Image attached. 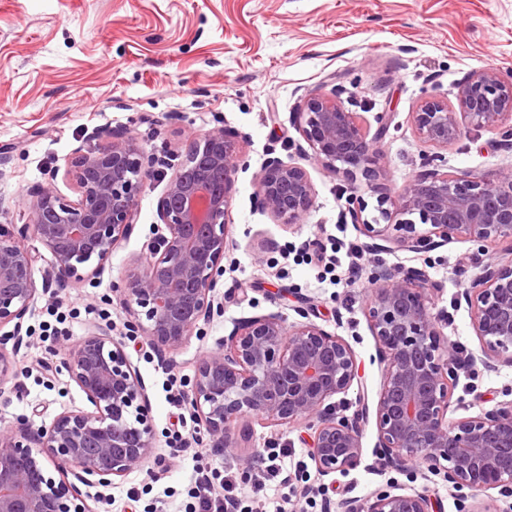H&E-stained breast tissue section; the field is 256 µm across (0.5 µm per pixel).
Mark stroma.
Instances as JSON below:
<instances>
[{
    "label": "stroma",
    "instance_id": "35a3bbf8",
    "mask_svg": "<svg viewBox=\"0 0 512 512\" xmlns=\"http://www.w3.org/2000/svg\"><path fill=\"white\" fill-rule=\"evenodd\" d=\"M496 68L512 76V0H0V225L32 220L29 194L54 181L76 199L67 176L75 152L105 148V131L123 129L146 154L174 157L188 137L223 128L240 152L229 206L224 275L217 286L221 311L203 324L166 365L145 344L124 351L144 380L154 438L162 459L156 476L134 472L112 488H85L92 512H192L195 469L240 474L241 457L203 441L193 416L174 404L187 393L199 357L217 347L244 319L276 313L298 322L299 309L352 347L361 379L336 397L338 415L375 402L385 365L366 314L370 268L420 269L440 289L431 296L444 315L445 336L475 350L471 314L459 294L503 244L477 250L456 240L427 254L404 248L356 252L363 235L343 214L346 188L357 183L364 219L378 218L380 192L396 195L427 160L442 155L449 172L493 176L512 164V148L496 132L468 130L447 151L423 144L411 114L434 96L456 105L466 79ZM337 86L345 107L367 130L387 117L379 143L380 191L364 178L349 181L318 164L295 122L311 90ZM305 167L316 200L302 223H276L256 199L267 158ZM172 174L162 167L142 187L131 236L81 283L47 280L53 258L35 238L41 258L38 291L26 315L27 335L13 354L16 376L0 382V426L18 419L50 424L67 410L87 408L84 393L63 366L65 350L110 328L121 338L128 315L112 285L134 259L148 255L158 233L157 203ZM357 265L355 282L343 279ZM512 402V367L460 374L449 417L480 415ZM253 448L275 439L287 447L284 482L257 489L238 483L242 507L253 512H324L325 500L364 499L387 482L426 492L436 512H462L461 491L440 477L408 479L384 469L375 423H367L360 465L321 475L304 443L308 424L273 428L254 424ZM188 446L173 457L175 435Z\"/></svg>",
    "mask_w": 512,
    "mask_h": 512
}]
</instances>
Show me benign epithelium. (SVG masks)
<instances>
[{
    "label": "benign epithelium",
    "mask_w": 512,
    "mask_h": 512,
    "mask_svg": "<svg viewBox=\"0 0 512 512\" xmlns=\"http://www.w3.org/2000/svg\"><path fill=\"white\" fill-rule=\"evenodd\" d=\"M296 115L315 161L353 179L380 177L378 143L386 125L369 135L336 87L307 94ZM411 118L419 140L439 149H448L469 127L499 130L503 141H512V82L495 68L483 70L462 87L458 108L428 97ZM108 136L107 148L70 161L67 175L76 199L63 197L48 181L31 194V223L0 227V327L13 325L0 342L1 381L15 374L4 343H22L37 292L38 254L25 246L28 235L51 253L53 277L62 283L94 274L134 229L138 194L159 160L126 131ZM237 162L236 144L222 129L189 140L157 204L167 233L155 239L148 261H138L112 285L129 314L128 332L163 362L201 335V325L214 316ZM359 191L350 188L345 212L368 238L363 251L403 247L428 253L461 238L479 250L489 242L506 244L502 257L461 292L480 353L441 334L424 272L401 276L377 267L369 275L368 317L386 369L374 406L364 403L350 417L336 415L332 399L359 378L351 346L311 321L287 327L280 316L268 314L237 324L215 350L200 356L188 408L211 444L226 453L252 449V426H236L244 417L270 427L307 421L309 454L324 475L359 464L363 426L373 415L385 468L410 477L427 472L457 490L496 489L512 497V404L448 419L459 372L479 364L488 370L512 366V165L490 179L470 171L450 174L435 164L410 178L395 200L379 199L383 224L362 219ZM257 197L277 222L300 224L314 206L315 190L304 167L270 157ZM388 202L394 209L385 208ZM395 214L404 219L391 222ZM64 365L90 409L63 412L36 429L27 420L0 429V512H91L81 486L110 487L157 458L146 386L123 344L101 329L70 348ZM52 469L59 478L50 475ZM338 508L434 512L428 495L401 493L393 481Z\"/></svg>",
    "instance_id": "7a95c632"
}]
</instances>
